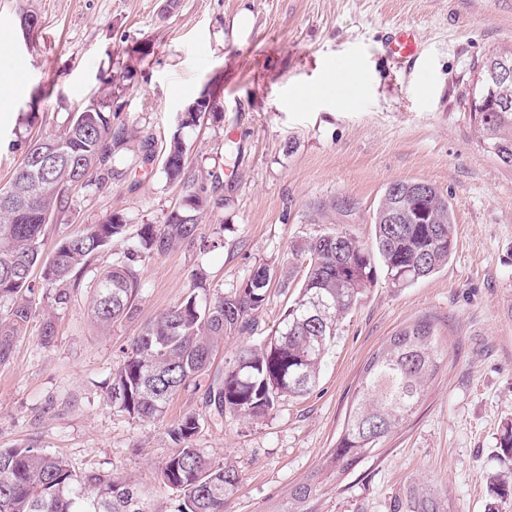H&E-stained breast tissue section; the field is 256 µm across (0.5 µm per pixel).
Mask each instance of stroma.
I'll list each match as a JSON object with an SVG mask.
<instances>
[{
  "label": "stroma",
  "instance_id": "obj_1",
  "mask_svg": "<svg viewBox=\"0 0 512 512\" xmlns=\"http://www.w3.org/2000/svg\"><path fill=\"white\" fill-rule=\"evenodd\" d=\"M24 8L39 20L28 41ZM401 25L421 39L407 69L383 48ZM510 46L512 0H0V186L27 141L55 132L105 89L141 135L160 142L181 132L190 168L224 173L223 204L200 215L195 243L135 262L137 315L106 333L89 311L93 279L133 248L142 225H161L180 195L159 157L134 181L128 150L108 183L71 191L46 227L44 254L112 211L129 218L127 235L91 260L56 315L53 343L43 345L31 321L0 364V448L30 445L76 470L136 481L169 512L176 494L160 472L179 448L170 431L193 416V447L241 474L224 512H278L335 447L367 359L426 315L444 366L374 457L323 481L312 510L389 512L413 482L446 495L449 512H512V497L490 488L492 475L512 470L497 446L512 423V170L482 149L469 118L477 63ZM210 87L223 122L179 129V114ZM405 179L431 182L448 198L452 255L403 288L377 275L341 321L310 394L255 418L209 416L192 382L160 419L108 403L123 348L185 299L194 270L206 272L210 294L260 266L273 273L254 331L216 351L220 373L238 347L270 336L297 297L296 245L345 230L373 246L372 214L386 186Z\"/></svg>",
  "mask_w": 512,
  "mask_h": 512
}]
</instances>
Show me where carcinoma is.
I'll use <instances>...</instances> for the list:
<instances>
[{"instance_id":"obj_1","label":"carcinoma","mask_w":512,"mask_h":512,"mask_svg":"<svg viewBox=\"0 0 512 512\" xmlns=\"http://www.w3.org/2000/svg\"><path fill=\"white\" fill-rule=\"evenodd\" d=\"M498 103L471 118L482 147L505 168H512V83L499 88ZM178 117V130L165 146L163 173L179 188L181 205L167 213L161 227L144 225L135 249L101 271L90 289L91 314L107 328L132 319L141 291L133 263L142 254L163 255L197 237L198 216L220 200L208 188L223 184L222 173L197 174L186 166L181 130L203 119H224L216 99L198 98ZM136 131L112 109L111 94L98 99V111H77L57 132L29 143L9 183L0 188V364L35 315L34 268L41 267L45 295L54 309L67 307L91 259L125 235L127 220L111 212L97 224L61 238L43 257L44 230L63 212L69 192L99 185L115 173L119 153ZM60 146L55 159L41 164L45 143ZM155 141H139L134 166L153 164ZM372 248L347 231L321 234L296 247L306 261L297 298L280 317L274 334L255 347L239 349L203 393L211 415L260 417L286 397L310 393L341 320L373 285L376 265L389 283L405 287L448 264L454 248L453 211L440 190L427 181L390 183L373 212ZM193 289L183 303L145 325L124 350L113 373L107 400L140 420L163 416L172 396L211 370L224 339L254 330V314L265 301L272 279L266 266L242 284L199 304L196 290L206 275L192 274ZM445 353L434 323L419 318L397 330L364 365L348 416L326 461L342 475L382 447L390 434L415 413L425 383L440 369ZM198 420L187 417L171 430L185 446L162 466L163 484L177 493L172 512H224V496L240 483L237 469L214 465L190 445ZM316 477L295 487L283 512H311ZM0 512H159L151 493L96 470H75L64 458L40 448H0ZM391 512H447L443 499L410 484L394 499Z\"/></svg>"}]
</instances>
